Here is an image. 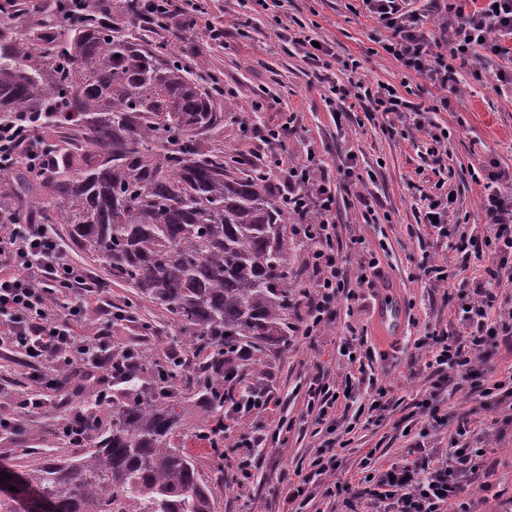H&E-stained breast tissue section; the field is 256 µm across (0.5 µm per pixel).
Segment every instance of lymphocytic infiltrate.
I'll list each match as a JSON object with an SVG mask.
<instances>
[{
  "instance_id": "1",
  "label": "lymphocytic infiltrate",
  "mask_w": 512,
  "mask_h": 512,
  "mask_svg": "<svg viewBox=\"0 0 512 512\" xmlns=\"http://www.w3.org/2000/svg\"><path fill=\"white\" fill-rule=\"evenodd\" d=\"M141 19L161 37L176 38L178 16L201 13L200 0H136ZM430 9L414 7L413 0H362L370 17L387 36L382 49L407 69L427 75L437 89L447 88L455 79L454 60L463 57L489 59L512 56V0H484L482 7L469 9L468 0H452L441 5L430 0ZM446 11L443 27L448 32L446 52L433 51L420 29L432 12ZM328 103L354 99L367 116L385 117L388 124L420 115L389 83L376 91L361 87L329 85ZM39 126L31 113L22 112L0 119V171L11 170L18 158L40 171L49 170L52 158L39 146ZM288 205L296 215L315 213L318 223L303 225L304 238L312 251L306 264V286L302 291L306 313L299 319L304 337L325 335L336 315L337 304L353 297L356 289L369 288L381 270L364 238H355L357 261L354 273L337 262L336 182L319 152L308 151L304 162L288 166ZM501 176H490L479 205L485 216L486 245L491 246L494 266L488 274L494 283L512 282V195L501 188ZM447 178H439L427 195L425 219L433 220L437 237H454L458 225L450 213L455 205ZM459 302L454 309L455 328L435 329L417 340L415 347L430 384L426 398L417 402L419 414L432 426L447 424L441 415L439 397L447 389L450 374L462 372L473 382L471 388L482 408H496L512 415V378H496L494 372L476 370L487 355L492 339L502 338L512 347V308L490 321L489 311L498 301L496 292L485 285L469 287L458 283ZM98 284L70 254L54 225L35 219L18 220L13 209L0 205V351L20 352L36 371L38 396L23 401L26 409L38 410L50 402L49 393L58 384V372L69 368L94 381L100 371H111L116 361L105 330L80 334L76 326L85 319L92 300L98 299ZM349 371L344 391L366 385L370 403L378 412L394 404L391 387L377 378L361 382L366 366L359 349L347 343L339 348ZM469 416H462L456 437L445 455L424 453L421 444L412 445L402 457L387 466L371 470L370 486L360 489L350 480L337 478L335 440L328 439L312 459L314 473L331 477L327 496H340L348 512H472L469 503H456L463 483L475 492L486 491L489 475L487 451L471 448L462 438L469 431Z\"/></svg>"
}]
</instances>
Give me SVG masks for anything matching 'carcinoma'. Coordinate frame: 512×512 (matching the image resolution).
I'll use <instances>...</instances> for the list:
<instances>
[{"mask_svg":"<svg viewBox=\"0 0 512 512\" xmlns=\"http://www.w3.org/2000/svg\"><path fill=\"white\" fill-rule=\"evenodd\" d=\"M232 100L222 83L178 63L174 42L152 44L113 23L16 16L0 30V118L43 115L44 176L0 172V201H35L112 281L168 318L162 357L115 350L126 363L112 401L81 400L68 413L85 430L83 455L11 473L0 512L29 495L51 512H216L184 440L187 402L205 417L198 434L229 440L226 399L298 316L288 206L274 176L249 154L224 151Z\"/></svg>","mask_w":512,"mask_h":512,"instance_id":"cac0c4a2","label":"carcinoma"}]
</instances>
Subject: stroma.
<instances>
[{
	"label": "stroma",
	"mask_w": 512,
	"mask_h": 512,
	"mask_svg": "<svg viewBox=\"0 0 512 512\" xmlns=\"http://www.w3.org/2000/svg\"><path fill=\"white\" fill-rule=\"evenodd\" d=\"M291 12L303 21L306 34L331 45L335 53L331 79L372 87L381 82L403 85L407 100L430 108V120L447 127L448 184L457 195L454 219L465 234L482 235V180L494 169L512 175V83L497 81L492 68L459 59L454 63L457 86L442 92L431 88L427 80L381 49L383 31L361 0H293ZM207 18L223 23V45L210 43L205 23L200 22L185 26L176 45L180 56L192 58L194 70L216 73L225 89L235 94L234 114L224 121L226 150L243 148L258 155L274 150L295 159L314 148L332 169L340 157L356 154L358 179L336 181L339 258L345 270H352V239L364 237L380 263L384 282L373 289H358L354 298L340 301L336 323L324 336L309 339L292 331L286 342L268 346L262 372L249 377L246 384L276 406L239 417L232 427L234 440L258 438L261 447L208 448L191 436L186 448L197 456L218 512H343L337 497L320 496L300 509L288 498L289 486L310 473L315 446L328 437L326 423L306 412L311 384L341 387L348 368L338 348L352 339L363 341L372 356L370 374L392 387L396 403L380 425L360 422L349 432L344 424H337V438L349 441L342 452V475L363 477L361 461L371 451L385 463L401 456L428 425L414 408L426 389L423 379L412 374L417 356L414 342L429 328L448 325V302L457 296L456 288L432 285L420 264L427 257L440 265L465 266V277L472 285L486 281L488 275L476 260L463 259L456 240L438 238L423 222L421 196L431 193L435 181L424 133L411 126L389 133L382 119L367 120L361 108L345 103L340 106L341 122H334L325 90L317 84L304 49L278 38L274 20L257 11L252 0H210ZM351 58L358 60V68H345ZM443 99L448 102L444 109L439 106ZM279 112L297 115L295 130L283 145L273 149L257 138L240 136L237 118L256 124ZM362 194L374 198L375 222L364 218L358 201ZM105 296L113 311L123 314V322L109 325L107 315L94 311L85 328L109 327L116 347L140 342L157 352L169 347L171 338L150 305L129 310L130 289L108 283ZM391 299L401 304L403 319L392 341L384 343L378 322L383 305ZM36 389L19 355H0V416L18 421L14 430L0 431V465L30 466L81 452L69 443L48 448L44 442L56 438L68 400L86 397L91 387L75 380L67 400H53L30 413L20 403ZM282 418L288 422L282 442H269ZM491 444L496 448L495 470L488 478L487 496L490 506L498 507L512 499V422L498 423Z\"/></svg>",
	"instance_id": "1"
}]
</instances>
